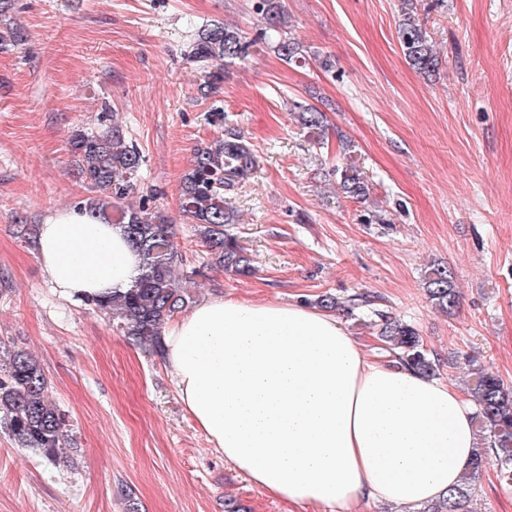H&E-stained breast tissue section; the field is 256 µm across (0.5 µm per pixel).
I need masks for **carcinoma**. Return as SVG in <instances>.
Masks as SVG:
<instances>
[{
  "mask_svg": "<svg viewBox=\"0 0 512 512\" xmlns=\"http://www.w3.org/2000/svg\"><path fill=\"white\" fill-rule=\"evenodd\" d=\"M402 20L398 38L405 59L417 72L436 74L439 55L422 23L416 18L415 0H401ZM266 31L278 34L273 49L286 63L304 60L302 46L288 35V14L283 0H252ZM255 40L238 27L212 23L195 35L186 61L203 74L200 92L208 96L219 89L227 66L248 59ZM297 122L317 135L324 144L325 115L309 105H295ZM224 138L194 150L191 167L181 183V210L211 255V263L235 275L254 271L251 255L237 237L226 229L238 223L237 212L227 198L251 177L256 167L252 145L225 114ZM71 152L77 158L78 175L87 181L94 195L77 206L90 216L112 218L117 211L119 224L142 260L136 284L123 294L91 301L117 322L121 332L136 344L157 354L163 351L162 332L166 324L188 304L183 283L190 278L188 259L174 242L168 216L150 206L146 196L137 206L124 205L134 191L143 163L140 150L125 141L117 125L102 132L76 131L70 138ZM337 184L343 194L365 200L369 185L356 166L336 168ZM427 296L434 307L446 312L456 309L459 295L453 274L446 266L430 269L425 281ZM315 304L327 310L349 313L361 307L360 296L347 299L322 294ZM378 339L398 362L421 375L433 377L439 364L430 357L414 327L387 314H377ZM473 377L468 389L474 405L478 442L471 471L448 494L423 506L419 512H477L474 482L494 464L502 473H512V383L487 371L471 355L460 357ZM0 425L15 443L30 448L49 464L59 461L62 441L70 427L69 418L50 395L44 371L31 354L16 349L0 364Z\"/></svg>",
  "mask_w": 512,
  "mask_h": 512,
  "instance_id": "obj_1",
  "label": "carcinoma"
}]
</instances>
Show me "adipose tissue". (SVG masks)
<instances>
[{
  "instance_id": "ef3b65f1",
  "label": "adipose tissue",
  "mask_w": 512,
  "mask_h": 512,
  "mask_svg": "<svg viewBox=\"0 0 512 512\" xmlns=\"http://www.w3.org/2000/svg\"><path fill=\"white\" fill-rule=\"evenodd\" d=\"M52 288L124 292L140 258L120 225L69 207L37 239ZM179 398L226 463L300 507L420 505L460 483L477 436L463 393L372 359L335 315L215 296L163 332Z\"/></svg>"
}]
</instances>
